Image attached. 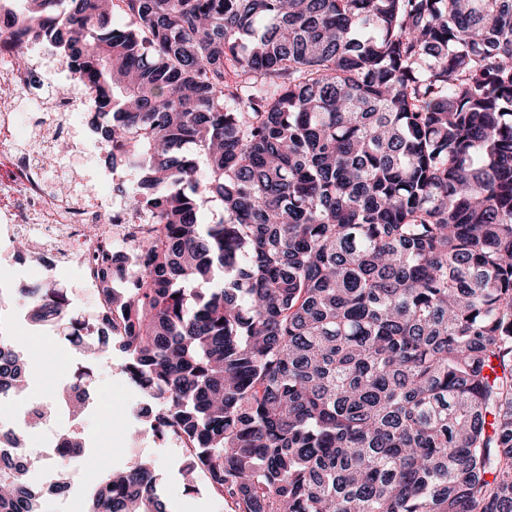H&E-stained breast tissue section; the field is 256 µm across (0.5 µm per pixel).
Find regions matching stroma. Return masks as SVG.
<instances>
[{
    "label": "stroma",
    "mask_w": 512,
    "mask_h": 512,
    "mask_svg": "<svg viewBox=\"0 0 512 512\" xmlns=\"http://www.w3.org/2000/svg\"><path fill=\"white\" fill-rule=\"evenodd\" d=\"M23 258L17 251L0 255V273L8 275L12 292L0 300V321L6 322L11 335L16 336L28 366V379L18 395L25 400L43 398L49 379L67 383L69 374L60 365V356L69 347L62 329L37 334L27 323V301L22 288L33 281L21 272ZM121 353L100 359L87 386L83 411L73 415L59 410L53 416L52 429L82 437L85 452L82 457L58 465L55 456L42 457L37 473H54L65 468L71 488L67 495H47L45 512H68L70 500L86 505L94 488L108 472L138 462L150 463L159 477V489L166 512H227L223 500L207 492L188 494L184 491L179 467L184 450L179 445L162 441L144 428L134 415L135 410H158L160 401L143 396L126 378L119 367Z\"/></svg>",
    "instance_id": "35a3bbf8"
}]
</instances>
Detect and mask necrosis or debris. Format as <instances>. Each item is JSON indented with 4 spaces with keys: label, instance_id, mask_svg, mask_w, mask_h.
Segmentation results:
<instances>
[{
    "label": "necrosis or debris",
    "instance_id": "4bbe7bcc",
    "mask_svg": "<svg viewBox=\"0 0 512 512\" xmlns=\"http://www.w3.org/2000/svg\"><path fill=\"white\" fill-rule=\"evenodd\" d=\"M20 56L27 58V68H17ZM24 97L35 99L42 114L34 138L21 133L14 121ZM88 101L84 84L66 76L35 41L0 31V240L11 244L22 237L38 239V255L27 264L30 274L75 264L83 286L96 289L102 275L99 257L130 256L132 245L149 227L119 195L81 190L76 176L62 195L45 179L46 157L57 142L69 141L75 155L86 151L87 140H69L64 125L85 111ZM91 224L98 225L97 234H88Z\"/></svg>",
    "mask_w": 512,
    "mask_h": 512
}]
</instances>
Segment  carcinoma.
I'll list each match as a JSON object with an SVG mask.
<instances>
[{
  "label": "carcinoma",
  "instance_id": "carcinoma-1",
  "mask_svg": "<svg viewBox=\"0 0 512 512\" xmlns=\"http://www.w3.org/2000/svg\"><path fill=\"white\" fill-rule=\"evenodd\" d=\"M29 2L159 225L101 339L61 288L29 322L116 348L228 512H512V0ZM35 466L0 449V512H43ZM86 512H165L153 467Z\"/></svg>",
  "mask_w": 512,
  "mask_h": 512
}]
</instances>
